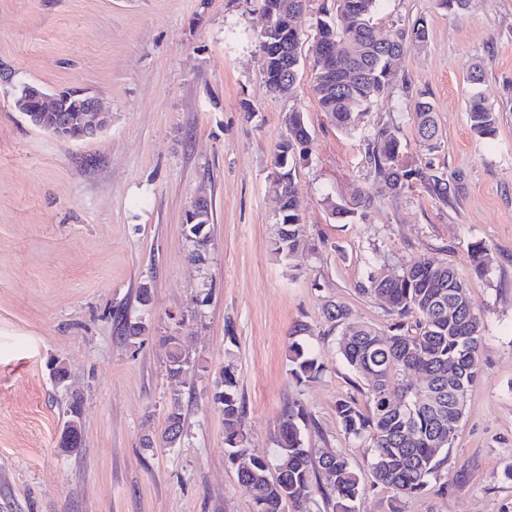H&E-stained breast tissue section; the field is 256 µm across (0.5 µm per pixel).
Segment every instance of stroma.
<instances>
[{"instance_id":"35a3bbf8","label":"stroma","mask_w":512,"mask_h":512,"mask_svg":"<svg viewBox=\"0 0 512 512\" xmlns=\"http://www.w3.org/2000/svg\"><path fill=\"white\" fill-rule=\"evenodd\" d=\"M424 18L390 96L347 134L320 111L311 46L315 12L297 20L301 65L292 97L269 93L260 66L261 0H0V512H254L225 457L224 415L212 402L224 351L234 348L244 425L255 455H275L278 418L300 400L314 423L307 448L342 452L366 471L363 442L336 417L338 399L365 403L364 383L337 351L326 304L388 330L394 318L361 292L379 266L427 255L467 280L483 323L472 387L440 482L404 512H512V0H473L450 13L436 0H380L382 26ZM484 79L471 85L468 69ZM34 84L78 89L112 114L100 135L63 142L14 107ZM479 93L498 115L494 138L467 119ZM436 112L441 147L424 152L413 103ZM311 133L296 195L307 247L274 252L279 203L272 155L285 113ZM399 128L406 161L450 184L439 202L420 184L378 191L367 141ZM372 193L365 217L333 216L326 198ZM212 203L207 259L195 263L184 224L198 196ZM488 247L487 276L470 246ZM146 326L127 338L125 323ZM324 364L299 386L287 372L296 323ZM198 361L167 375L166 336ZM66 363L56 382L49 364ZM184 434L162 440L172 393ZM82 399L79 447L58 437ZM151 447H142V439Z\"/></svg>"}]
</instances>
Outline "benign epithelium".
I'll list each match as a JSON object with an SVG mask.
<instances>
[{"mask_svg": "<svg viewBox=\"0 0 512 512\" xmlns=\"http://www.w3.org/2000/svg\"><path fill=\"white\" fill-rule=\"evenodd\" d=\"M35 127L51 132L64 142H73L96 136L109 124V114L102 111L99 100L84 92L58 90L45 94L36 86L27 88L26 98L18 105ZM80 435V414H74L63 425L59 446L65 452Z\"/></svg>", "mask_w": 512, "mask_h": 512, "instance_id": "1", "label": "benign epithelium"}]
</instances>
